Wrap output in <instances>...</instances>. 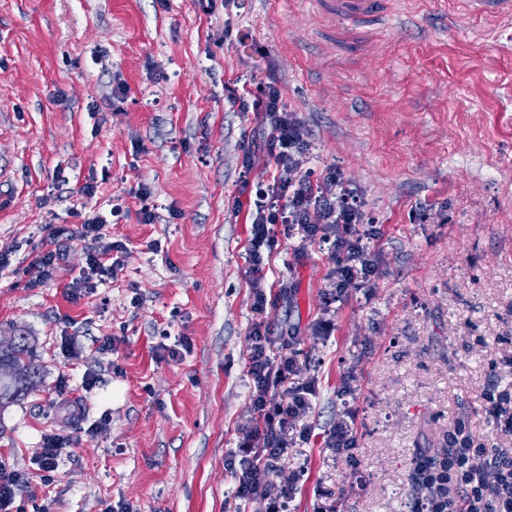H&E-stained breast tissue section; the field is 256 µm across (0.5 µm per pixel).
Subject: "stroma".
<instances>
[{
    "instance_id": "stroma-1",
    "label": "stroma",
    "mask_w": 512,
    "mask_h": 512,
    "mask_svg": "<svg viewBox=\"0 0 512 512\" xmlns=\"http://www.w3.org/2000/svg\"><path fill=\"white\" fill-rule=\"evenodd\" d=\"M457 12L407 0L340 58L307 0H0V342L27 335L35 372L0 408V458L32 474L44 434L72 439L25 512H267L283 472L299 475L288 512H408L414 458L442 456L457 421L512 449L485 399L512 386V22L449 30ZM239 78L276 79L308 133L304 166L339 167L363 199L380 231L368 283L335 295L326 245L282 236L253 312L233 200L260 131L225 98ZM93 215L125 245L116 277L67 299L89 251L75 234L53 280L29 287L48 225ZM259 318L295 325L299 378L318 388L311 439L243 502L224 462L250 424ZM351 413L355 469L322 439Z\"/></svg>"
}]
</instances>
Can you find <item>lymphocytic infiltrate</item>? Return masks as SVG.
<instances>
[{
    "instance_id": "1",
    "label": "lymphocytic infiltrate",
    "mask_w": 512,
    "mask_h": 512,
    "mask_svg": "<svg viewBox=\"0 0 512 512\" xmlns=\"http://www.w3.org/2000/svg\"><path fill=\"white\" fill-rule=\"evenodd\" d=\"M227 93L233 101L250 99L260 122L261 139L246 153L243 173H250L261 156L272 160L277 170L272 182L248 192L254 311L263 312L268 302L261 286L264 255L275 250L280 226L289 232L301 229L305 238L327 245L336 290L370 281L378 272V263L368 245L371 234L362 228L364 203L337 169L320 175L304 169L302 157L308 142L294 113L282 104L276 83L260 84L254 91L233 85ZM73 232L91 243L86 268L68 285L69 296L76 299L83 289L92 287L94 277L116 273L123 245L105 240L103 226L95 219L74 230L51 227L49 237L56 240ZM246 341L252 425L225 462L236 481L235 496L245 502L264 496L269 477L293 446L296 426L309 413L315 394L314 380L295 386L288 383L289 377L300 371L291 339L275 334L270 325L259 321L250 328ZM410 480L420 489L410 512H512V456L493 448L473 447L462 422L448 437L445 458L419 454Z\"/></svg>"
}]
</instances>
